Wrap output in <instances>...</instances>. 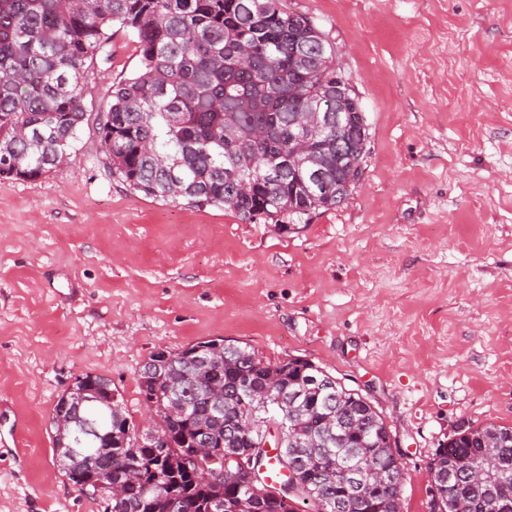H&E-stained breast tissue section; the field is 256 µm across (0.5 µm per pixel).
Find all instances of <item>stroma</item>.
I'll use <instances>...</instances> for the list:
<instances>
[{
    "label": "stroma",
    "instance_id": "obj_1",
    "mask_svg": "<svg viewBox=\"0 0 512 512\" xmlns=\"http://www.w3.org/2000/svg\"><path fill=\"white\" fill-rule=\"evenodd\" d=\"M336 48L369 127L347 200L283 233L113 179L95 124L69 164L0 177V512H101L50 426L77 377L142 421L151 353L224 338L311 360L382 414L402 512L462 422L512 426V0H281ZM85 96L106 109L141 65L112 32Z\"/></svg>",
    "mask_w": 512,
    "mask_h": 512
}]
</instances>
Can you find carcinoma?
<instances>
[{
  "label": "carcinoma",
  "instance_id": "cac0c4a2",
  "mask_svg": "<svg viewBox=\"0 0 512 512\" xmlns=\"http://www.w3.org/2000/svg\"><path fill=\"white\" fill-rule=\"evenodd\" d=\"M139 39V72L112 85L97 124L112 177L146 197L190 207H224L243 221L272 220L280 230L333 209L348 198L317 188L304 197L288 176L292 113L336 92V51L310 37L314 23L279 0H0V176L33 180L56 156L71 154L85 122L84 84L112 28ZM196 346L150 355L142 366L169 446L138 442L136 424L115 399L111 382L94 376L96 393L71 424L73 448L60 458L67 480L99 498L104 512H401L405 481L390 432L360 393L337 380L309 391L290 411L268 406L252 415L239 392L270 375L299 390L323 370L307 359L270 363L238 344L219 347L220 374L204 370ZM224 383V406L209 405L201 379ZM188 413L171 416L172 398ZM115 409H110V406ZM352 413L363 425L322 430L328 416ZM288 424V447L270 458L269 425ZM211 461L188 471L183 455L198 444ZM251 452L257 493L241 488L239 457ZM499 470L470 479L485 455ZM440 475L430 512H512V426H460L436 449ZM382 471L387 483L352 489L336 465ZM296 469L274 486L271 466ZM322 475L320 491L306 485Z\"/></svg>",
  "mask_w": 512,
  "mask_h": 512
}]
</instances>
